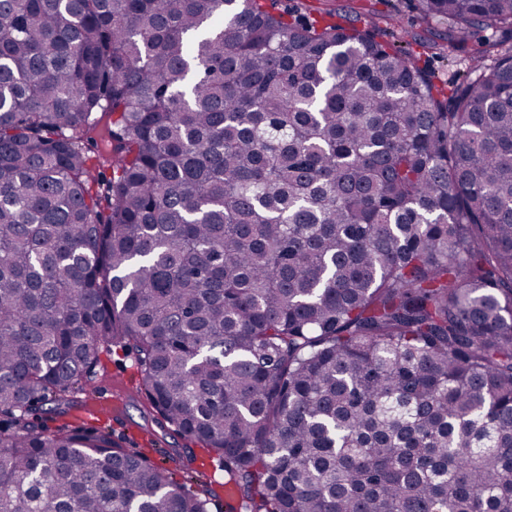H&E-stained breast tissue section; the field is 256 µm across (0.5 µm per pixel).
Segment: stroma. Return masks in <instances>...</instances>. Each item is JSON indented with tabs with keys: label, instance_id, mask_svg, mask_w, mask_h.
Listing matches in <instances>:
<instances>
[{
	"label": "stroma",
	"instance_id": "obj_1",
	"mask_svg": "<svg viewBox=\"0 0 512 512\" xmlns=\"http://www.w3.org/2000/svg\"><path fill=\"white\" fill-rule=\"evenodd\" d=\"M277 5L285 11L298 10L315 17L327 12L332 21L364 30L371 17H379L378 41L395 46L409 44L419 64L439 84L454 82L468 67L465 54L436 53L433 44L443 36L446 26L423 21L415 8L416 0H278ZM114 389L125 390L127 399L119 411L96 419V426L110 430L125 447L144 452L151 463L170 468L191 490L208 489L214 471L222 467L220 460L202 445L175 434L160 417L151 414L134 350L116 348L103 354L87 387L97 399Z\"/></svg>",
	"mask_w": 512,
	"mask_h": 512
}]
</instances>
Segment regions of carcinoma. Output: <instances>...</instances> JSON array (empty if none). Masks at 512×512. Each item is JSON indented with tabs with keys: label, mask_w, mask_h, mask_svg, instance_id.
Returning a JSON list of instances; mask_svg holds the SVG:
<instances>
[{
	"label": "carcinoma",
	"mask_w": 512,
	"mask_h": 512,
	"mask_svg": "<svg viewBox=\"0 0 512 512\" xmlns=\"http://www.w3.org/2000/svg\"><path fill=\"white\" fill-rule=\"evenodd\" d=\"M416 7L448 90L276 0H0V512H208L31 420L112 347L240 512H512V0Z\"/></svg>",
	"instance_id": "carcinoma-1"
}]
</instances>
